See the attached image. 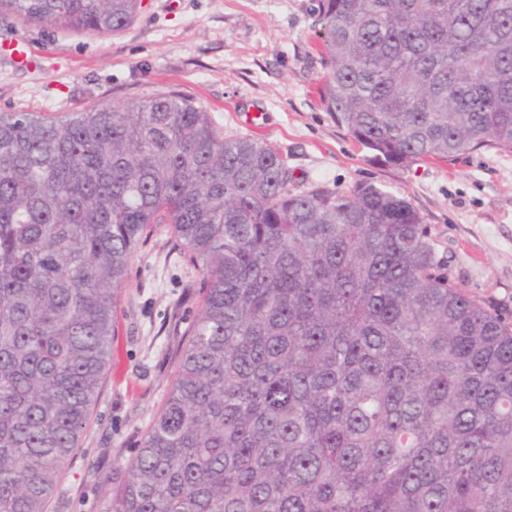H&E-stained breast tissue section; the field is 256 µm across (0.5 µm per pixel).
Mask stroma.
Instances as JSON below:
<instances>
[{"mask_svg": "<svg viewBox=\"0 0 512 512\" xmlns=\"http://www.w3.org/2000/svg\"><path fill=\"white\" fill-rule=\"evenodd\" d=\"M318 0H142L118 34L51 29L0 14V44L24 39L29 64L0 54V112L64 116L172 91L210 112L225 135H249L286 159L301 187L372 183L424 217L450 280L512 320V152L453 163L388 165L336 125L318 93L324 73ZM196 273L168 230L134 253L114 320L110 361L47 512H98L114 462H128L162 407L198 311Z\"/></svg>", "mask_w": 512, "mask_h": 512, "instance_id": "1", "label": "stroma"}]
</instances>
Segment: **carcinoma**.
I'll list each match as a JSON object with an SVG mask.
<instances>
[{
	"label": "carcinoma",
	"mask_w": 512,
	"mask_h": 512,
	"mask_svg": "<svg viewBox=\"0 0 512 512\" xmlns=\"http://www.w3.org/2000/svg\"><path fill=\"white\" fill-rule=\"evenodd\" d=\"M141 0H0L117 33ZM326 111L409 167L512 151V0H319ZM165 225L200 309L100 512H512V323L374 184L298 188L176 92L0 112V512H47Z\"/></svg>",
	"instance_id": "cac0c4a2"
}]
</instances>
